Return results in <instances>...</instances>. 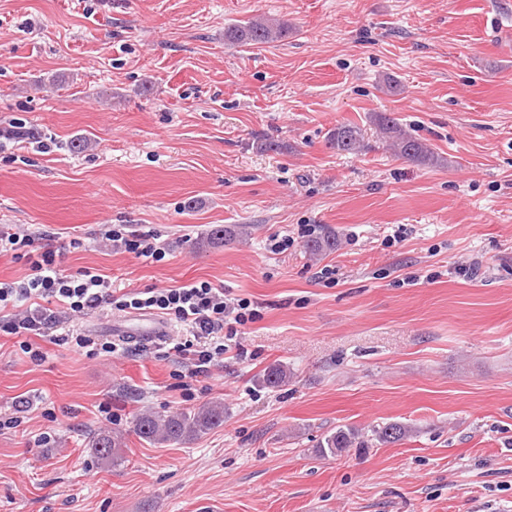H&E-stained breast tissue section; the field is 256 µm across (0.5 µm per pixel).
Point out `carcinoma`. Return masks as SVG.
I'll return each instance as SVG.
<instances>
[{
	"label": "carcinoma",
	"instance_id": "cac0c4a2",
	"mask_svg": "<svg viewBox=\"0 0 512 512\" xmlns=\"http://www.w3.org/2000/svg\"><path fill=\"white\" fill-rule=\"evenodd\" d=\"M287 33L283 24L266 18H252L243 23L232 24L224 29V40L232 44L262 45L274 43ZM373 124L392 152L408 161L421 165H435L438 155L424 141L408 134L398 118L391 113H378ZM329 148L338 153L358 154L365 150L363 128L352 122L341 123L327 138ZM243 225H215L206 237V242L225 243L243 234ZM336 234L332 231L310 240L306 249L313 256L323 255L336 249ZM288 365L277 363L265 371L263 381L271 388L288 383ZM224 423V404L213 403L195 410L175 413H146L135 421V431L143 440L158 445L186 444L198 436ZM412 433V427L401 422H390L372 430L371 437L362 438L354 428H338L326 434L319 442L317 452L322 456H336L353 444L367 448L374 443H395ZM92 447L102 464L109 466L118 460V450L122 447L121 436L101 432L93 437Z\"/></svg>",
	"mask_w": 512,
	"mask_h": 512
}]
</instances>
